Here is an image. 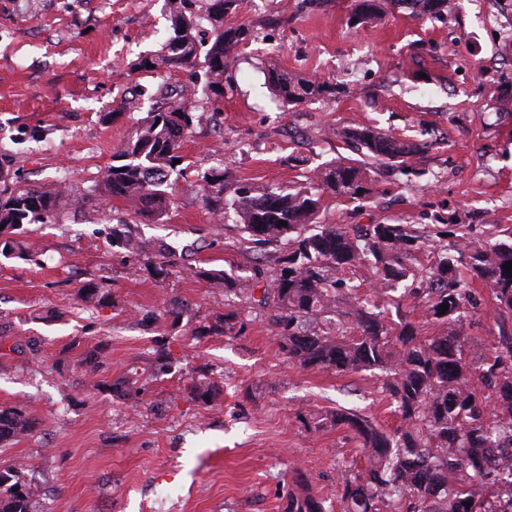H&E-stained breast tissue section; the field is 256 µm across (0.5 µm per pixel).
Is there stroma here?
I'll use <instances>...</instances> for the list:
<instances>
[{
  "mask_svg": "<svg viewBox=\"0 0 512 512\" xmlns=\"http://www.w3.org/2000/svg\"><path fill=\"white\" fill-rule=\"evenodd\" d=\"M352 0H239L228 25L255 36L239 45L224 94L201 65L143 71L171 26L166 0H0V189L47 187L66 175L79 209L23 225L13 241L30 260L0 255V331L20 352L0 357V408L23 407L34 429L0 444V469L17 467L35 488L33 512H282L310 489L336 512L338 466L363 456L352 432L307 430L300 411L357 409L392 430L400 421L377 377L302 369L285 361L260 308L245 309L244 335L212 331L224 291L173 273L155 278L143 259L113 246L122 201L101 206L100 173L152 107L143 88L189 89L200 121L171 175L166 223L144 236L193 244L189 263L226 270L271 268L266 252L215 223L197 176L213 167L230 184L280 187L301 180L299 159L336 155L327 128H389L438 140L419 159L437 177L382 196L355 216L423 229L456 214L474 236L512 228V0H446L440 15L391 11L360 32ZM304 77L351 82L340 101L277 108L269 65ZM224 139V155L208 144ZM89 281L112 302L92 309ZM467 356L490 348L499 327L489 291ZM186 303L180 321L166 310ZM106 346L96 372L86 351ZM206 374L211 403L190 393Z\"/></svg>",
  "mask_w": 512,
  "mask_h": 512,
  "instance_id": "35a3bbf8",
  "label": "stroma"
}]
</instances>
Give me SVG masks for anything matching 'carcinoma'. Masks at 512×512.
Segmentation results:
<instances>
[{"label":"carcinoma","instance_id":"cac0c4a2","mask_svg":"<svg viewBox=\"0 0 512 512\" xmlns=\"http://www.w3.org/2000/svg\"><path fill=\"white\" fill-rule=\"evenodd\" d=\"M187 0H172L171 32L160 62L168 69L195 63L197 16ZM445 0H354L349 26L357 31L383 20L395 7L413 17L434 16ZM237 0H206L203 19L211 26L204 55L208 86L223 93L231 53L249 41L244 24L224 25ZM269 76L282 104L296 107L315 100L332 102L345 84L322 77H301L273 66ZM153 107L144 122L113 154L102 176L103 196L120 198L126 217L112 225V243L143 257L159 277L180 272L224 289V295L246 299L273 311L279 348L288 363L303 369L336 373L369 372L381 378L401 425L392 432L351 410L310 414V428L343 427L368 450V465L352 462L339 474L342 512H512V230L501 237H472L469 227L448 215L428 263L418 267L425 241L410 224H327L320 221L324 196L362 210L370 205L375 177L393 175L410 182L426 176L414 159L439 145L433 140L404 139L370 125L331 128L329 139L351 153L313 168L303 177L313 188H282L240 183L224 197L222 171L205 172L203 201L218 220L232 222L244 242L273 249L274 266L266 278L232 271L181 267L183 251L162 249L136 231L137 221L165 223L172 203L169 178L174 161L194 128L195 105L188 94L172 96L158 87L149 94ZM73 202L66 186L52 189L9 188L0 191V236L24 224H45ZM287 225H280V222ZM368 268L372 288L347 278ZM487 286L500 333L485 355L467 358L471 341L468 318L480 303L473 282ZM261 297H255L256 288ZM400 296H394L395 292ZM82 298L105 307L109 296L87 282ZM417 301L422 320L407 314L388 320L390 308L405 299ZM449 308L441 312V305ZM431 325L434 333L424 335ZM226 336H241L247 324L235 311L216 318ZM212 383L193 380L191 394L203 404ZM34 422L19 407L0 409V444L32 431ZM33 491L16 470H0V512H32ZM470 501L467 507L463 502ZM285 512H325L324 500L312 492L288 496Z\"/></svg>","mask_w":512,"mask_h":512}]
</instances>
